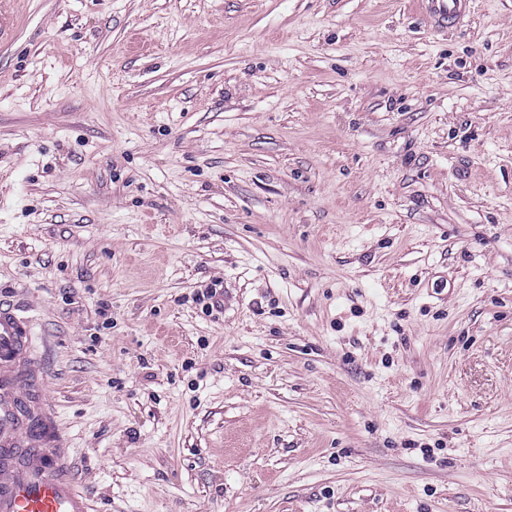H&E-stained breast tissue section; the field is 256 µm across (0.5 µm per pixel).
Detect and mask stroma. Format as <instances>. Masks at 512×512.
Instances as JSON below:
<instances>
[{
  "mask_svg": "<svg viewBox=\"0 0 512 512\" xmlns=\"http://www.w3.org/2000/svg\"><path fill=\"white\" fill-rule=\"evenodd\" d=\"M10 6L0 298L91 512H512V0ZM422 4L437 23L459 22L469 12L468 0H424Z\"/></svg>",
  "mask_w": 512,
  "mask_h": 512,
  "instance_id": "35a3bbf8",
  "label": "stroma"
}]
</instances>
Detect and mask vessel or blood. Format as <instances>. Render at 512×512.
Masks as SVG:
<instances>
[{"label": "vessel or blood", "instance_id": "obj_1", "mask_svg": "<svg viewBox=\"0 0 512 512\" xmlns=\"http://www.w3.org/2000/svg\"><path fill=\"white\" fill-rule=\"evenodd\" d=\"M431 18L445 24L463 19L468 0H424ZM33 328L13 306L0 304V512H89L88 495L79 487L60 449L48 437L52 414L26 404L17 391L38 369L31 356ZM38 415L48 434L24 430V413Z\"/></svg>", "mask_w": 512, "mask_h": 512}]
</instances>
